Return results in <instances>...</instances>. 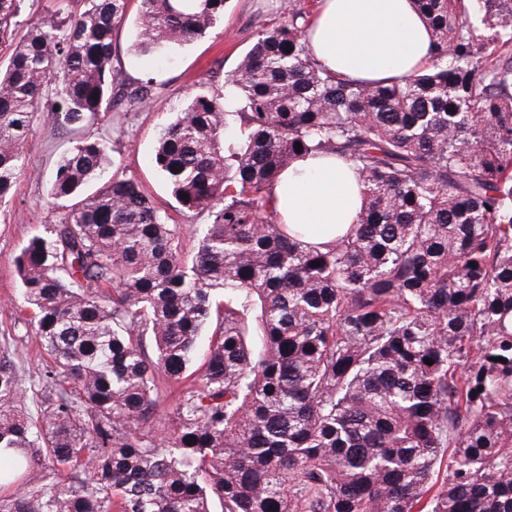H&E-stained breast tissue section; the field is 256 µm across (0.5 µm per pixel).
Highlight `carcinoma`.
<instances>
[{
  "instance_id": "carcinoma-1",
  "label": "carcinoma",
  "mask_w": 512,
  "mask_h": 512,
  "mask_svg": "<svg viewBox=\"0 0 512 512\" xmlns=\"http://www.w3.org/2000/svg\"><path fill=\"white\" fill-rule=\"evenodd\" d=\"M23 2L0 0V203L38 119L73 137L58 219L15 258L52 364L32 414L0 357V512H209L213 496L222 512H512V0H415L432 64L388 83L328 72L288 0L231 95L190 94L159 135L174 199L210 218L188 258L106 134L83 133L122 112L112 36L130 0H60L24 32ZM136 2L133 51L150 55L206 35L225 0ZM310 154L364 187L322 247L268 196ZM188 373L162 449L156 379Z\"/></svg>"
}]
</instances>
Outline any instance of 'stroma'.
Returning <instances> with one entry per match:
<instances>
[{
  "instance_id": "1",
  "label": "stroma",
  "mask_w": 512,
  "mask_h": 512,
  "mask_svg": "<svg viewBox=\"0 0 512 512\" xmlns=\"http://www.w3.org/2000/svg\"><path fill=\"white\" fill-rule=\"evenodd\" d=\"M283 3L284 0H225L223 20L204 38L190 42L166 59H139L130 52L136 32L134 18H127L114 32L116 56L128 74L129 86L154 77L155 100L123 113L117 123L111 113L100 114L89 133L94 136L109 130L114 157L125 166L127 175L134 177L167 211L187 248L196 245L207 216L182 211L155 168L153 155L159 132L192 92L223 91L225 75L253 46L259 32L281 23ZM69 145L70 137L65 131L37 121L24 145L31 172L0 204V354H9L26 377L45 369L50 359L40 352L20 301L14 259L33 235L55 221L49 186L55 164Z\"/></svg>"
}]
</instances>
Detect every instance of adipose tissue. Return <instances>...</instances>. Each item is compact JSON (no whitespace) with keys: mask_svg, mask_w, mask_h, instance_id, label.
Here are the masks:
<instances>
[{"mask_svg":"<svg viewBox=\"0 0 512 512\" xmlns=\"http://www.w3.org/2000/svg\"><path fill=\"white\" fill-rule=\"evenodd\" d=\"M308 38L318 63L353 79L408 76L431 62L430 37L411 0H319ZM271 204L282 223L308 225L309 242L325 243L354 224L360 187L334 158L307 155L276 182Z\"/></svg>","mask_w":512,"mask_h":512,"instance_id":"adipose-tissue-1","label":"adipose tissue"}]
</instances>
